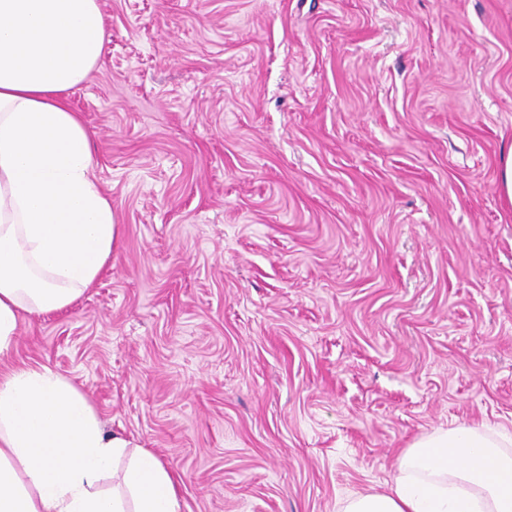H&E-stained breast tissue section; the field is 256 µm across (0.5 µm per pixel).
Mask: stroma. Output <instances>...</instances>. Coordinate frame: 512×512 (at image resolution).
Listing matches in <instances>:
<instances>
[{"label":"stroma","mask_w":512,"mask_h":512,"mask_svg":"<svg viewBox=\"0 0 512 512\" xmlns=\"http://www.w3.org/2000/svg\"><path fill=\"white\" fill-rule=\"evenodd\" d=\"M66 99L112 261L29 316L180 512H340L418 438L512 432V0H98Z\"/></svg>","instance_id":"obj_1"}]
</instances>
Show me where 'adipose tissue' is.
Listing matches in <instances>:
<instances>
[{
  "label": "adipose tissue",
  "instance_id": "adipose-tissue-1",
  "mask_svg": "<svg viewBox=\"0 0 512 512\" xmlns=\"http://www.w3.org/2000/svg\"><path fill=\"white\" fill-rule=\"evenodd\" d=\"M105 44L97 0H0V358L27 316L68 307L112 260V204L65 98ZM129 445L64 376L0 369V512H180L172 473ZM343 512H512V453L465 424L421 437L387 491Z\"/></svg>",
  "mask_w": 512,
  "mask_h": 512
}]
</instances>
